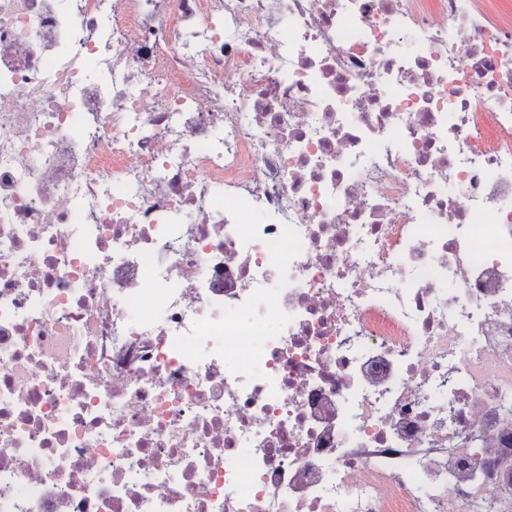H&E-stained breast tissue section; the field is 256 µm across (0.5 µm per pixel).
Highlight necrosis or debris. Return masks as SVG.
Returning <instances> with one entry per match:
<instances>
[{"label":"necrosis or debris","mask_w":512,"mask_h":512,"mask_svg":"<svg viewBox=\"0 0 512 512\" xmlns=\"http://www.w3.org/2000/svg\"><path fill=\"white\" fill-rule=\"evenodd\" d=\"M0 0V512H512V11Z\"/></svg>","instance_id":"4bbe7bcc"}]
</instances>
